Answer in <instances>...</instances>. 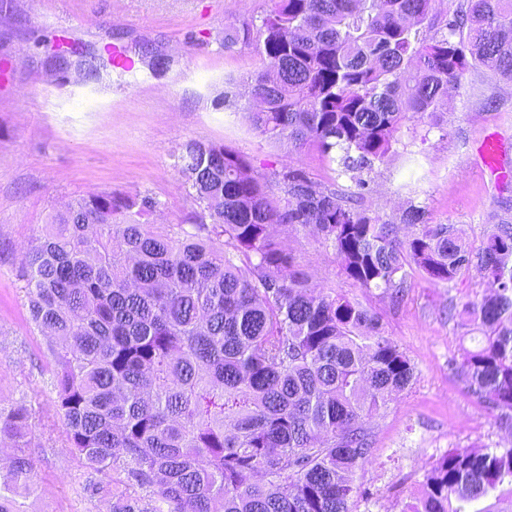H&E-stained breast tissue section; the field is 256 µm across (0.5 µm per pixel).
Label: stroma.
Segmentation results:
<instances>
[{"mask_svg":"<svg viewBox=\"0 0 512 512\" xmlns=\"http://www.w3.org/2000/svg\"><path fill=\"white\" fill-rule=\"evenodd\" d=\"M273 7V0H0V406L22 403L33 413L34 487L16 494L23 512H112L111 498L86 491L98 473L64 447L48 338L31 320L20 275L23 253L54 212L112 191L152 198L151 223H183L195 205L173 155L188 140L229 147L265 181L290 165L319 188L355 189L315 146L289 152L250 127L245 97H224L228 80L262 68L255 44L225 49V29L259 22ZM145 44L168 58L162 74L145 64ZM116 49L132 58L131 70L113 67ZM489 134L512 170V81L475 66L449 93L440 126L416 119L402 127L390 157L366 173L360 207L391 219L413 204L428 223L455 225L479 246L512 208V178L483 174L477 147ZM277 236L314 285L375 310L416 370L413 385L369 423L373 452L358 473L355 512H403L438 458L512 434L455 369L463 330L448 307L484 293L477 269L449 283L411 270L395 305L341 274L318 234L283 225Z\"/></svg>","mask_w":512,"mask_h":512,"instance_id":"obj_1","label":"stroma"}]
</instances>
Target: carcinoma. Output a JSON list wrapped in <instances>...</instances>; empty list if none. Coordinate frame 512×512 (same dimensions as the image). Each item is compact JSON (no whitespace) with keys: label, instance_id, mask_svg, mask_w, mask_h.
I'll return each mask as SVG.
<instances>
[{"label":"carcinoma","instance_id":"carcinoma-1","mask_svg":"<svg viewBox=\"0 0 512 512\" xmlns=\"http://www.w3.org/2000/svg\"><path fill=\"white\" fill-rule=\"evenodd\" d=\"M436 2L277 0L259 26L224 30V49L254 40L263 62L246 80L250 126L294 152L316 146L344 174L370 171L405 123L440 121L471 67L512 80V0H467L439 36ZM174 158L191 224H146L151 199L92 193L22 260L68 450L102 475L90 495L112 512H354L369 419L414 367L376 311L311 282L276 225L317 232L347 279L393 302L413 266L446 283L477 268L488 293L448 308L480 335L456 371L512 429V217L475 249L420 207L396 224L291 166L274 173L281 207L222 144L189 140ZM31 419L0 406L14 442L0 512H20L12 494L31 482ZM118 468L145 497L112 492ZM405 512H512V446L448 452Z\"/></svg>","mask_w":512,"mask_h":512}]
</instances>
